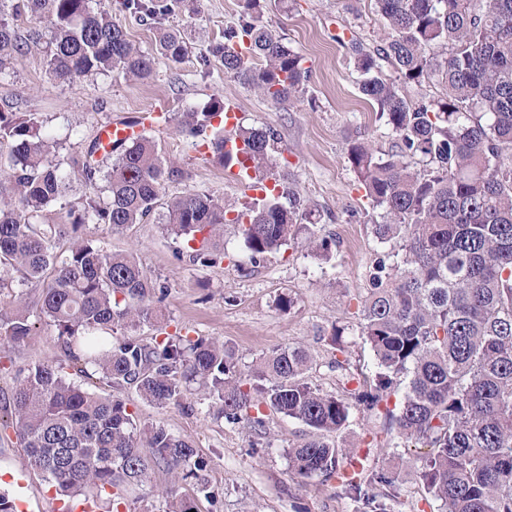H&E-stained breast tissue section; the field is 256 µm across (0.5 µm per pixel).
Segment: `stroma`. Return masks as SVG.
<instances>
[{
	"mask_svg": "<svg viewBox=\"0 0 512 512\" xmlns=\"http://www.w3.org/2000/svg\"><path fill=\"white\" fill-rule=\"evenodd\" d=\"M124 3L104 0L103 5L136 47L154 55L150 79L108 72L54 82L45 73V46L40 43L25 49L0 75V107L39 113L61 160L94 141L103 123L132 122L142 113L159 112V122L145 134L186 173L185 179L167 184L165 198L193 189L239 206L249 197L247 187L227 183L215 154L193 146L176 130L178 113L202 110L216 99L233 101L240 124L271 128L280 135L288 155L282 169L286 181L313 206L316 233L335 238L337 245L325 254L302 239L243 272L238 268L245 259L243 240L236 226L228 224L223 261L202 265L177 256L180 244L165 230L162 205L148 222L126 231L87 224L82 236L111 251L133 252L144 271L165 287L161 307L167 332L224 342L235 352L241 370L273 348L302 345L314 359L310 381L335 391L336 375L327 363L330 337L339 327L352 363L374 372L373 354L358 332V302L366 294L368 271L384 247L368 229L379 213L369 205L348 160V148L358 140L382 153L395 146L388 128L363 99L351 58L352 42L373 46L379 41L382 24L373 0H261L264 21L303 56L310 70L304 97L291 107L274 104L225 75L223 64L206 56L225 26L238 22L244 0H197L196 19H189L183 8L151 25ZM164 29L180 30L188 43L190 54L183 63L158 56V36ZM284 295L294 300L287 311L278 305ZM32 323L22 343L0 338L1 401L10 398L17 378L30 365L66 360L54 324L37 316ZM117 392L141 423L163 425L192 442L207 463L210 486L221 493L219 499H210L190 485H177L174 472L157 468L143 483L123 490L118 512H164L161 493L174 485L189 496L194 512H372L336 483L290 474L288 447L307 432L298 420L268 414L269 444L254 448L242 427L218 417L198 385L187 388L181 405L162 409L139 399L134 390ZM372 427V420L355 410L348 427L336 436L339 446L355 450L365 469L385 470L394 458L410 462L421 454V445L411 440L394 447H368ZM0 493L12 502H25L26 512H45L54 500L50 485L28 468L9 428H0Z\"/></svg>",
	"mask_w": 512,
	"mask_h": 512,
	"instance_id": "stroma-1",
	"label": "stroma"
}]
</instances>
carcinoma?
<instances>
[{"label":"carcinoma","mask_w":512,"mask_h":512,"mask_svg":"<svg viewBox=\"0 0 512 512\" xmlns=\"http://www.w3.org/2000/svg\"><path fill=\"white\" fill-rule=\"evenodd\" d=\"M145 22L179 0H127ZM383 21L379 44H351L359 91L396 139V151L379 154L365 142L348 150L367 199L382 210L370 225L390 245L368 273L359 304V335L378 370L355 372L339 333L329 363L336 391L308 382L311 357L303 346L272 349L248 373L217 341L187 336L140 338L162 323L165 286L151 279L130 253H114L80 237L85 224L121 232L148 221L165 185L183 177L152 139L117 144L102 171L98 141L65 164L35 112L0 109V289L51 279L37 302L38 316L58 328L69 364L28 368L0 424L13 428L29 467L58 495L95 497L114 504L112 489L137 485L165 468L213 495L206 462L191 443L161 425H143L120 397H107L71 381L70 373L96 368L109 385L128 386L145 402L165 408L192 383L230 424L266 437L267 407L302 422L308 433L288 449L290 472L338 483L356 502L373 504L379 485L397 491L402 467L367 472L340 464L333 435L351 411L379 421L378 434L413 440L427 452L416 459L421 499L441 502V512H512V0H374ZM92 0H0V72L22 53L15 21L47 22L51 37L45 71L58 83L114 70L148 79L152 56ZM240 21L224 28L208 52L224 73L279 105L306 92L308 69L284 37L263 20L259 0H245ZM158 52L180 64L189 54L179 33L160 32ZM395 76L384 74V65ZM434 81L441 94L408 99V86ZM219 102L203 112H182L176 131L204 137L220 163L255 173L277 167L280 137L270 128L214 124ZM236 144L224 150L225 142ZM92 189L82 207L62 222L43 221L72 179ZM104 186H99L98 181ZM241 209L213 194L192 190L166 203V230L201 264L224 258V225L237 226L248 261L256 265L301 235L324 252L335 239L315 240L313 210L285 182ZM68 248L56 252L60 241ZM32 331L23 306H0V337L14 343ZM149 452H144V449ZM170 490L164 512H191Z\"/></svg>","instance_id":"cac0c4a2"}]
</instances>
